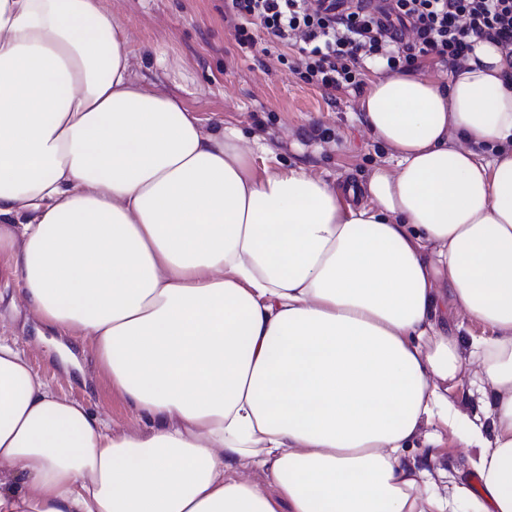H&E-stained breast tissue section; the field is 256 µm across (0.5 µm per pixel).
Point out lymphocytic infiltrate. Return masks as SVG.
<instances>
[{
	"mask_svg": "<svg viewBox=\"0 0 512 512\" xmlns=\"http://www.w3.org/2000/svg\"><path fill=\"white\" fill-rule=\"evenodd\" d=\"M240 47L253 27L271 42L299 46L298 73L326 96L360 88L366 63L392 72L432 58L456 68L476 39L496 41L512 57V0H225Z\"/></svg>",
	"mask_w": 512,
	"mask_h": 512,
	"instance_id": "obj_1",
	"label": "lymphocytic infiltrate"
}]
</instances>
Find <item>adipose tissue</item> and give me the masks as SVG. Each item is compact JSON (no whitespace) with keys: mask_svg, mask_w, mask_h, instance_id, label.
I'll return each instance as SVG.
<instances>
[{"mask_svg":"<svg viewBox=\"0 0 512 512\" xmlns=\"http://www.w3.org/2000/svg\"><path fill=\"white\" fill-rule=\"evenodd\" d=\"M131 56L104 0H0V258L152 424L0 341V512H512V61L372 80L358 189L257 167ZM447 433L478 491L407 460Z\"/></svg>","mask_w":512,"mask_h":512,"instance_id":"obj_1","label":"adipose tissue"}]
</instances>
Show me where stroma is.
I'll list each match as a JSON object with an SVG mask.
<instances>
[{"label":"stroma","mask_w":512,"mask_h":512,"mask_svg":"<svg viewBox=\"0 0 512 512\" xmlns=\"http://www.w3.org/2000/svg\"><path fill=\"white\" fill-rule=\"evenodd\" d=\"M124 23L133 48L132 72L145 85L180 96L205 126L224 124L268 148L269 165L300 164L325 181L365 183L390 158L360 119L355 91L328 103L323 92L293 73L296 48L268 52L239 47L224 0H106ZM0 338L24 350L31 368L56 391L89 405L113 431L138 427L129 404L94 361L88 344L49 330L21 297L10 268L0 260ZM431 458L449 481L476 489L468 463L474 451L446 438L441 447L413 448Z\"/></svg>","instance_id":"35a3bbf8"}]
</instances>
